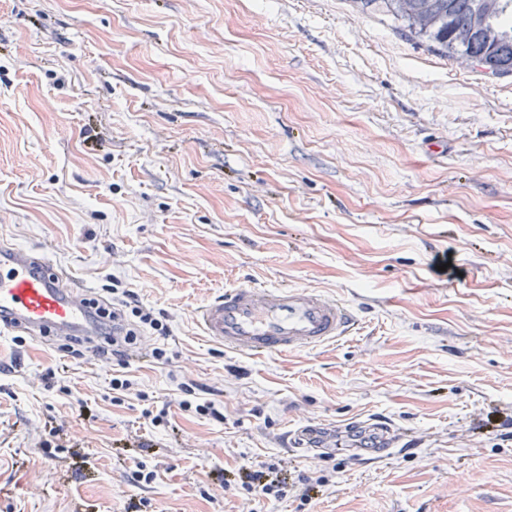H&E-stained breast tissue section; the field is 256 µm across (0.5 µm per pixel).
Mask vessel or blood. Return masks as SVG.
Masks as SVG:
<instances>
[{
  "mask_svg": "<svg viewBox=\"0 0 512 512\" xmlns=\"http://www.w3.org/2000/svg\"><path fill=\"white\" fill-rule=\"evenodd\" d=\"M102 319L82 282L35 248L0 243V330L33 337L78 336L94 343ZM196 321L203 335L226 350L258 356L296 352L338 340L355 326L342 300L310 288L239 285L201 306ZM369 439L372 451L387 455L400 441L396 427L357 422L298 427L295 442L308 450L346 446L352 431Z\"/></svg>",
  "mask_w": 512,
  "mask_h": 512,
  "instance_id": "b4317fda",
  "label": "vessel or blood"
}]
</instances>
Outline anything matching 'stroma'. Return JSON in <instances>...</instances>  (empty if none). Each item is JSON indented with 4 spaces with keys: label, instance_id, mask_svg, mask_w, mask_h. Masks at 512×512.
<instances>
[{
    "label": "stroma",
    "instance_id": "obj_1",
    "mask_svg": "<svg viewBox=\"0 0 512 512\" xmlns=\"http://www.w3.org/2000/svg\"><path fill=\"white\" fill-rule=\"evenodd\" d=\"M0 239L172 329L138 336L123 392L0 335V512H299L224 492L246 456L322 481L310 512H512V74L354 0H0ZM236 285L341 297L358 327L234 354L193 312ZM368 418L402 432L385 458L282 444Z\"/></svg>",
    "mask_w": 512,
    "mask_h": 512
}]
</instances>
